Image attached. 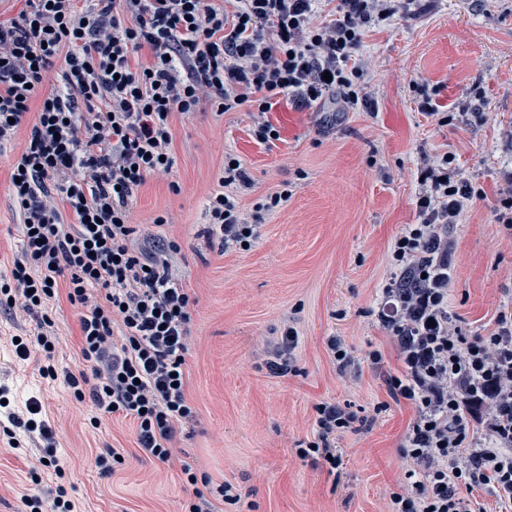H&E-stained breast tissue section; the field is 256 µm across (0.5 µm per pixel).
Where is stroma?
Returning <instances> with one entry per match:
<instances>
[{"instance_id": "1", "label": "stroma", "mask_w": 512, "mask_h": 512, "mask_svg": "<svg viewBox=\"0 0 512 512\" xmlns=\"http://www.w3.org/2000/svg\"><path fill=\"white\" fill-rule=\"evenodd\" d=\"M396 9L391 22L366 31L355 57L369 66L364 104L281 98L265 115L280 134L268 143L255 139L249 113L203 107L174 121L169 180L147 178L133 198L134 224L168 217L160 231L180 244L183 285L196 300L187 396L197 416L180 427L169 464L138 452L131 418L107 415L88 428L90 407L42 378L40 354L21 361L11 352V338L31 334L38 315L0 312V387L17 414L31 399L41 402L78 512H181L191 495L181 480L185 464L243 491L224 512H389L409 465L401 447L416 410L389 392L402 364L376 311L390 246L420 221L422 154H451L453 168L486 194L448 228L449 312L469 336L512 313V237L493 212L512 174V0H398ZM416 83L446 124L421 110ZM24 143L17 137L0 154V278L20 250L9 177ZM228 152L252 179L241 192L244 207L282 186L292 190L247 251L220 249L204 229V201ZM48 313L60 336L57 362L78 369V308L62 296ZM288 326L299 340L291 372L277 374L270 363ZM331 336L351 351L347 369L329 353ZM376 350L382 360L374 364ZM322 401L362 418L337 436L335 468L296 454L313 437ZM19 441L12 447L0 433V512H22L35 490L29 471L44 442ZM103 448L125 451L123 466L107 477L95 466Z\"/></svg>"}]
</instances>
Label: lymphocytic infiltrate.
Masks as SVG:
<instances>
[{"mask_svg":"<svg viewBox=\"0 0 512 512\" xmlns=\"http://www.w3.org/2000/svg\"><path fill=\"white\" fill-rule=\"evenodd\" d=\"M77 2L25 0L16 17L0 20V151L29 127L11 168L21 247L0 281V310L42 312L35 332L15 344L16 357L43 355L42 377L95 408L91 428L109 414L132 418L139 451L166 464L179 426L196 417L187 397L194 300L176 265L179 243L132 224L135 191L172 171V118L201 105L254 113L253 134L265 143L279 137L264 115L282 97L365 101L363 70L351 60L366 29L396 9L390 0H336L334 19L316 25L323 0ZM142 50L148 60L136 62ZM59 61L63 86L44 90ZM451 162L447 154L421 161V221L393 243L377 312L406 366L389 389L417 412L403 445L413 466L405 490L391 495V512H487L481 491L494 512H512V318L499 315L466 336L448 310L454 245L446 229L485 197L449 171ZM249 184L241 160L225 154L220 188L205 203L207 234L222 249H250L263 215L292 195L266 194L248 212L239 191ZM61 295L81 309L77 371L54 362L59 336L46 310ZM27 411L8 414L0 430L46 442L43 462L30 469L37 490L24 504L28 512H74L42 405L31 401ZM315 413L314 438L298 454L338 466L330 442L355 417L329 401ZM181 473L194 489L184 512H222L242 498L226 481L198 490L191 465Z\"/></svg>","mask_w":512,"mask_h":512,"instance_id":"1","label":"lymphocytic infiltrate"}]
</instances>
